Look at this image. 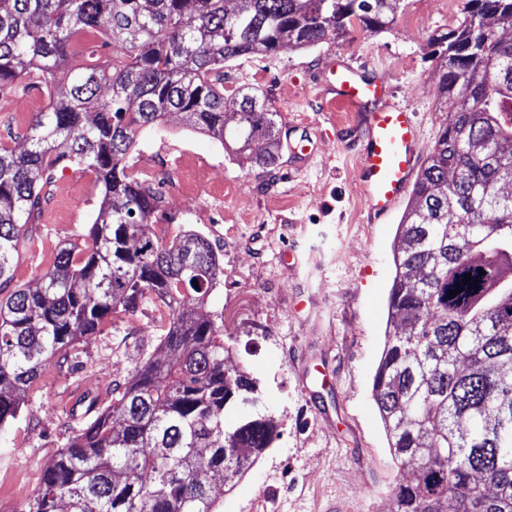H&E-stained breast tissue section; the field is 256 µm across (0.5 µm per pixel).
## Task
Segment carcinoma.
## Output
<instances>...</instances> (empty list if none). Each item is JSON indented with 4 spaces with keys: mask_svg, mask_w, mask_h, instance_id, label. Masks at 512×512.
I'll return each mask as SVG.
<instances>
[{
    "mask_svg": "<svg viewBox=\"0 0 512 512\" xmlns=\"http://www.w3.org/2000/svg\"><path fill=\"white\" fill-rule=\"evenodd\" d=\"M399 0H0V93L21 82L56 90L35 114L28 147L0 145V429L43 367L151 292L169 309L164 354L147 359L112 400L85 396L78 426L21 512H218L199 475L245 473L279 436L266 414L233 425L228 404L256 392L226 374L221 330L184 307L224 276L191 231L168 245L148 232L163 192L128 159L136 136L173 112L192 128L275 164L279 112L253 87L224 95V63L375 33ZM512 0H465L463 19L432 38L448 122L399 224L390 324L374 377L389 447L420 475L398 484L391 512H512ZM102 38L112 65H70ZM69 154L56 153L58 141ZM74 162L105 190L91 246L57 250L52 267L11 287L26 224L54 167ZM485 274H480L479 270ZM472 282L465 284V275ZM478 283H473V280ZM11 291H6V288ZM457 291L453 298L449 292Z\"/></svg>",
    "mask_w": 512,
    "mask_h": 512,
    "instance_id": "obj_1",
    "label": "carcinoma"
}]
</instances>
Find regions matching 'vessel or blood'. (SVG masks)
<instances>
[{
  "label": "vessel or blood",
  "instance_id": "vessel-or-blood-1",
  "mask_svg": "<svg viewBox=\"0 0 512 512\" xmlns=\"http://www.w3.org/2000/svg\"><path fill=\"white\" fill-rule=\"evenodd\" d=\"M384 85L346 74L339 78L336 101L366 107L368 135L359 153V172L368 205L388 213L407 191L416 169L419 128L410 112L385 104Z\"/></svg>",
  "mask_w": 512,
  "mask_h": 512
}]
</instances>
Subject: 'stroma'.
Instances as JSON below:
<instances>
[{
	"mask_svg": "<svg viewBox=\"0 0 512 512\" xmlns=\"http://www.w3.org/2000/svg\"><path fill=\"white\" fill-rule=\"evenodd\" d=\"M461 17L443 0H402L388 31L356 25L343 39L331 33L306 49L225 63V92L258 88L280 114L283 145L272 168L235 156L176 113L137 139L132 172L165 153L181 159L176 171L155 178L164 202L152 235L167 244L197 231L224 268L206 304L186 302L223 329L226 369L257 384L256 403H235L226 420L269 414L279 425V437L235 486L216 488L220 512H325L332 502L341 512H389L393 488L413 477L388 447L373 396L408 203L382 218L370 214L350 139L362 112L337 109L334 87L349 70L384 81L391 101L412 113L420 152L428 154L448 116L437 89L441 60L429 42ZM48 103L39 87L0 94V143L23 148ZM303 144L308 153L295 154ZM202 178L210 191L186 211L181 195ZM43 194L13 264L19 285L48 269L61 245L88 246L103 187L64 162ZM168 314L148 296L135 312L107 319L90 343L45 365L18 417L0 430V512H20L36 495L46 464L72 432L79 398L108 402L157 353Z\"/></svg>",
	"mask_w": 512,
	"mask_h": 512,
	"instance_id": "obj_1",
	"label": "stroma"
}]
</instances>
